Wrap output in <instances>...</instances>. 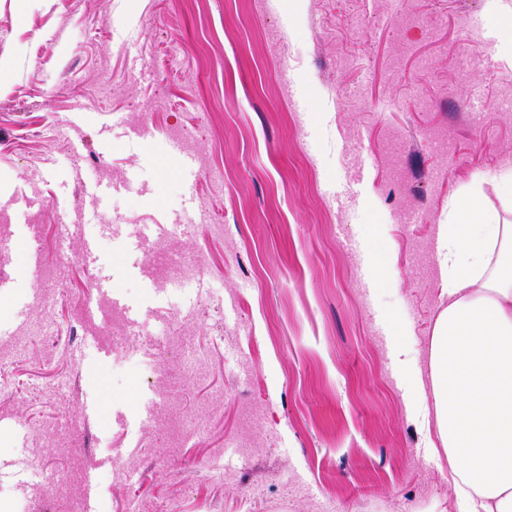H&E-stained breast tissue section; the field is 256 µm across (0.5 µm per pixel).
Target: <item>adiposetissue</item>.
I'll use <instances>...</instances> for the list:
<instances>
[{
    "instance_id": "1",
    "label": "adipose tissue",
    "mask_w": 512,
    "mask_h": 512,
    "mask_svg": "<svg viewBox=\"0 0 512 512\" xmlns=\"http://www.w3.org/2000/svg\"><path fill=\"white\" fill-rule=\"evenodd\" d=\"M439 225L441 295L430 341L437 437L473 512H512V224L476 198Z\"/></svg>"
}]
</instances>
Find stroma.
Returning a JSON list of instances; mask_svg holds the SVG:
<instances>
[{
	"label": "stroma",
	"instance_id": "1",
	"mask_svg": "<svg viewBox=\"0 0 512 512\" xmlns=\"http://www.w3.org/2000/svg\"><path fill=\"white\" fill-rule=\"evenodd\" d=\"M280 1L0 0V224L44 257L0 248V512L90 462L94 512H468L436 229L468 192L512 222V0ZM148 245L207 263L174 288ZM98 280L135 331L88 319ZM95 294L90 297L89 303L86 305V310L93 313L100 306V301H107L111 306L123 309L127 314L129 324L132 326L136 323L138 318V311L131 309L122 303L121 299L112 294V288L104 283L95 285Z\"/></svg>",
	"mask_w": 512,
	"mask_h": 512
}]
</instances>
